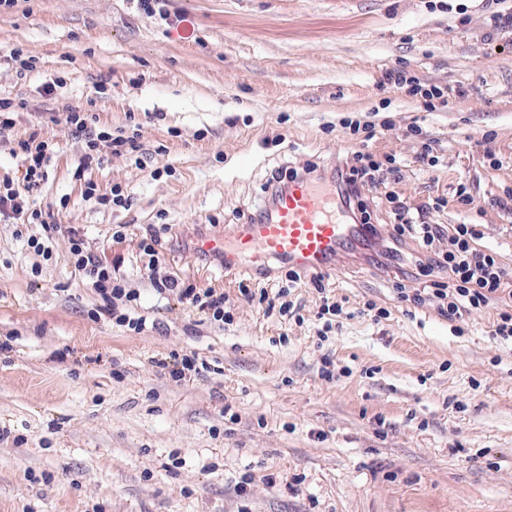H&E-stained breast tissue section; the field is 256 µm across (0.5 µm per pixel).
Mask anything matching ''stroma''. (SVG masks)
Wrapping results in <instances>:
<instances>
[{
    "mask_svg": "<svg viewBox=\"0 0 512 512\" xmlns=\"http://www.w3.org/2000/svg\"><path fill=\"white\" fill-rule=\"evenodd\" d=\"M19 0L0 13V96L30 110L0 130V176L18 174L12 146L35 129L59 151L37 205L61 203L43 260L0 222V512H512V342L492 336L494 309L463 335L431 303L400 301L415 242L378 238L330 271L345 314L316 336L320 298L296 290L302 321L265 316L240 274L195 255L204 233H233L257 207L266 172L312 159L352 164L345 120L389 129L376 156L409 160L393 189L432 224L479 225L483 247L512 269V0ZM38 61L17 76L14 49ZM401 70L448 88L425 111L391 84ZM65 86L40 96L46 81ZM95 129L136 136L145 168L99 144L92 180L133 205L85 200L73 173L85 142L69 108ZM421 126L439 161L415 162ZM158 177H150V170ZM476 200L456 202L459 184ZM141 294L136 334L96 316L101 300L70 262L68 227ZM160 237L156 293L141 276L142 240ZM122 238H115V231ZM223 292L221 327L181 300ZM374 300L390 315L359 313ZM195 352L208 368L176 380L158 367ZM334 376L322 374L323 359ZM178 467H171L172 458ZM246 482L247 492L236 486Z\"/></svg>",
    "mask_w": 512,
    "mask_h": 512,
    "instance_id": "obj_1",
    "label": "stroma"
}]
</instances>
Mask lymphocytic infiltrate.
<instances>
[{
    "instance_id": "lymphocytic-infiltrate-1",
    "label": "lymphocytic infiltrate",
    "mask_w": 512,
    "mask_h": 512,
    "mask_svg": "<svg viewBox=\"0 0 512 512\" xmlns=\"http://www.w3.org/2000/svg\"><path fill=\"white\" fill-rule=\"evenodd\" d=\"M89 112L81 109H68L65 125L71 135L84 138L86 149L75 170V176L84 179L86 172L102 164L103 159L96 150V138L109 141L113 152H139L136 137L96 134L90 123ZM56 144L52 139L32 132L27 139L18 141L13 147V155L22 159L21 176L0 178V220L13 222L17 236L26 238L27 244L43 259H51L52 253L40 237L31 235V225H41L45 232L58 228V213L55 209H36L32 206L35 191L48 178L47 168L54 156ZM402 163L396 157L375 159L368 152L355 154V163L349 167H339L328 171L315 161L308 160L298 165L280 166L271 170L262 186L267 199H275L288 185L298 178H322L333 176L340 194L353 215V221L365 225L368 232H375L372 222V200L391 206L395 215V240L411 239L419 246L416 261V277L425 281L423 287L410 288L404 281H397L393 288L400 301L413 305L429 300L435 303L438 311L447 316L449 322L461 320L464 314L474 310L496 307L497 317L493 323L492 334L504 340L512 339V272L507 271L500 262L497 253L481 249L478 245L481 231L473 224H452L442 227L439 224L425 223L420 213L399 202L391 182L397 181ZM71 262L75 269L89 281L102 300L100 313L112 316L117 325L127 327L129 331L141 333L146 327V319L137 315L140 301L138 292L128 289L123 280L114 278L111 269L96 256L86 251L84 241L77 230L69 232ZM146 257L144 269L152 288L163 292L179 289L180 296L190 307L205 314L214 322L231 323L233 315L225 307V297L216 289L201 291L192 288H179L172 278L157 279L155 271L160 263L159 252L154 242L143 245ZM309 281L324 299L317 316L322 321L319 336H327L335 325L336 316L343 307L340 302L327 299L325 277L315 273L303 278L299 269L288 268L277 283L275 291L267 288H253L246 282H239L238 291L248 301L257 303L265 315H278L293 318L298 309L290 299L294 288L301 281Z\"/></svg>"
}]
</instances>
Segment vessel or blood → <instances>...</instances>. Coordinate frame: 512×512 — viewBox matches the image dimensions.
Here are the masks:
<instances>
[{"label": "vessel or blood", "mask_w": 512, "mask_h": 512, "mask_svg": "<svg viewBox=\"0 0 512 512\" xmlns=\"http://www.w3.org/2000/svg\"><path fill=\"white\" fill-rule=\"evenodd\" d=\"M344 209L328 184L299 178L276 198L268 215L237 225L230 238L201 235L194 250L221 261L228 273L255 271L272 260L299 269H328L365 234L364 226L347 222Z\"/></svg>", "instance_id": "1"}]
</instances>
